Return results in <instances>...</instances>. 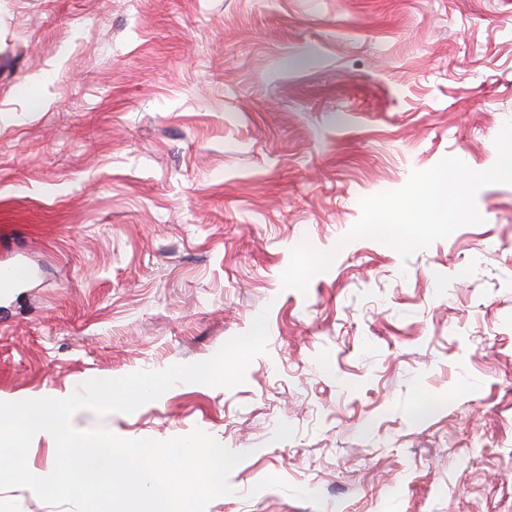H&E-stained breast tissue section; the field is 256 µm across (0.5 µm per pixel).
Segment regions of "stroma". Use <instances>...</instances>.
<instances>
[{"instance_id": "obj_1", "label": "stroma", "mask_w": 512, "mask_h": 512, "mask_svg": "<svg viewBox=\"0 0 512 512\" xmlns=\"http://www.w3.org/2000/svg\"><path fill=\"white\" fill-rule=\"evenodd\" d=\"M512 119V0H0V402L211 358L78 430L246 458L206 512H512V185L401 259L361 198ZM336 250L307 293L294 247Z\"/></svg>"}]
</instances>
